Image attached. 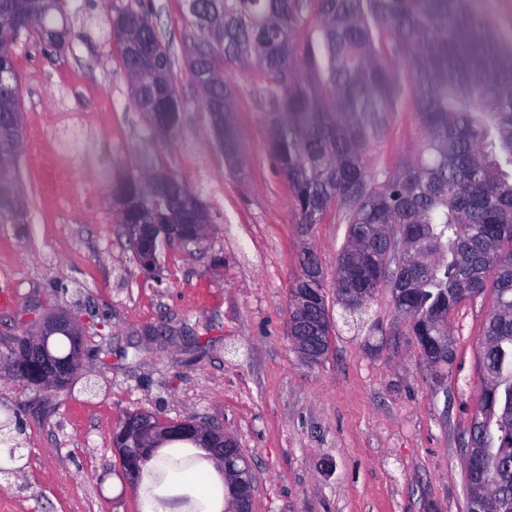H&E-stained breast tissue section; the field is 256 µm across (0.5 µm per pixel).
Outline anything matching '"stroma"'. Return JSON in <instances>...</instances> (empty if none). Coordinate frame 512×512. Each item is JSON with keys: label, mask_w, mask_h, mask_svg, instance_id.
<instances>
[{"label": "stroma", "mask_w": 512, "mask_h": 512, "mask_svg": "<svg viewBox=\"0 0 512 512\" xmlns=\"http://www.w3.org/2000/svg\"><path fill=\"white\" fill-rule=\"evenodd\" d=\"M174 55L188 109L178 135L152 134L133 101L106 19L140 0H67L70 47L15 45L22 92L17 183L28 221L0 224V309L7 337L64 311L83 328V375L45 392L0 370V419L16 417L24 468L0 474V512H141L112 444L126 414L195 419L233 436L249 458L257 512H467L462 433L478 405L483 293L448 319L455 357L426 364L417 345L391 348L403 323L387 292L369 309L375 333L334 322L318 364L288 337L289 291L304 251L319 259L337 313L336 257L346 226L336 209L303 229L287 179L268 150L270 114L256 72L226 73L235 91L236 158L225 157L187 68L180 0H150ZM423 132L405 108L373 161L418 155ZM175 173L206 206L196 245L138 264L112 200L115 180Z\"/></svg>", "instance_id": "stroma-1"}]
</instances>
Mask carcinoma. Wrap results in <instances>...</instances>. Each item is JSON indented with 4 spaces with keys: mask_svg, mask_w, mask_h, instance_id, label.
Returning <instances> with one entry per match:
<instances>
[{
    "mask_svg": "<svg viewBox=\"0 0 512 512\" xmlns=\"http://www.w3.org/2000/svg\"><path fill=\"white\" fill-rule=\"evenodd\" d=\"M475 0H181L192 48L187 64L199 108L224 152L238 143L234 91L224 72L253 68L257 97L271 114L269 153L293 190L300 223L343 212L345 242L336 263V298L350 287L351 244L365 247L372 272L388 276L377 245L381 224L414 230L406 336H429L453 349L448 317L485 291L493 308L480 338L482 385L467 441L480 466L466 470L467 512L482 487L495 491V512H512V44L497 37ZM0 24L36 35L66 29L64 0L39 15L27 0H0ZM138 108L154 135L171 138L187 105L175 90L172 56L151 20V7L109 23ZM0 126L21 117L14 45L0 43ZM416 107L424 149L392 168H374L369 151L397 113ZM0 223H26L16 188L17 145H0ZM121 223L141 224L156 242L184 224L194 243L192 197L174 174L129 176L112 184ZM50 359L69 366L81 344L61 333Z\"/></svg>",
    "mask_w": 512,
    "mask_h": 512,
    "instance_id": "carcinoma-1",
    "label": "carcinoma"
}]
</instances>
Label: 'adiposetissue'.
Masks as SVG:
<instances>
[{
    "mask_svg": "<svg viewBox=\"0 0 512 512\" xmlns=\"http://www.w3.org/2000/svg\"><path fill=\"white\" fill-rule=\"evenodd\" d=\"M177 454L173 446L159 448L155 457L141 472L138 491L143 502V512H157L156 498L161 492L173 495L174 500L167 512H184L178 501L179 495L188 494L199 503V512H224V473L214 458H206L196 473L180 469L176 463ZM165 470V486H157L154 474Z\"/></svg>",
    "mask_w": 512,
    "mask_h": 512,
    "instance_id": "1",
    "label": "adipose tissue"
}]
</instances>
